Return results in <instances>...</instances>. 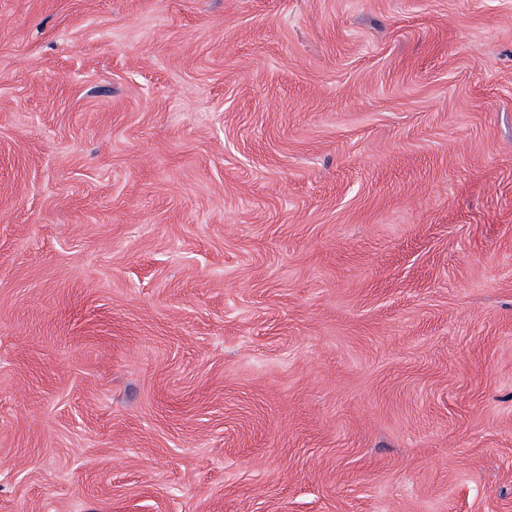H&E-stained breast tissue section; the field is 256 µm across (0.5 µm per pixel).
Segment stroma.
<instances>
[{"instance_id":"obj_1","label":"stroma","mask_w":512,"mask_h":512,"mask_svg":"<svg viewBox=\"0 0 512 512\" xmlns=\"http://www.w3.org/2000/svg\"><path fill=\"white\" fill-rule=\"evenodd\" d=\"M0 512H512V0H0Z\"/></svg>"}]
</instances>
